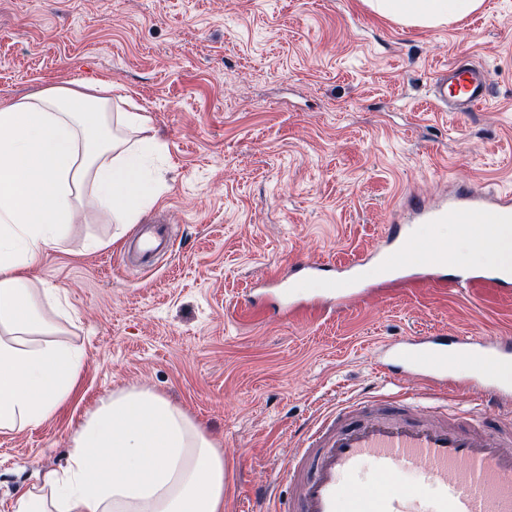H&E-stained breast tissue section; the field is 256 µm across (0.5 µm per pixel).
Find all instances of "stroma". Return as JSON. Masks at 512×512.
<instances>
[{"mask_svg": "<svg viewBox=\"0 0 512 512\" xmlns=\"http://www.w3.org/2000/svg\"><path fill=\"white\" fill-rule=\"evenodd\" d=\"M488 71L490 101L436 111L429 90L458 60ZM145 113L165 189L145 218L172 252L149 270L121 251L141 226L74 224L31 267L62 289L80 345L74 397L41 426L0 432V512L64 466L77 422L131 388L165 394L224 451V512H271L307 424L342 397L414 390L419 411L470 414L411 375L377 372L401 336H512V287L376 289L349 309L291 320L237 302L298 262L343 264L396 223L408 198L476 185L512 194V0L409 28L363 0H0V102L100 85ZM102 241L91 250L89 239Z\"/></svg>", "mask_w": 512, "mask_h": 512, "instance_id": "1", "label": "stroma"}]
</instances>
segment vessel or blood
I'll use <instances>...</instances> for the list:
<instances>
[{
  "instance_id": "1",
  "label": "vessel or blood",
  "mask_w": 512,
  "mask_h": 512,
  "mask_svg": "<svg viewBox=\"0 0 512 512\" xmlns=\"http://www.w3.org/2000/svg\"><path fill=\"white\" fill-rule=\"evenodd\" d=\"M491 95L486 69L468 62L449 65L434 84L433 99L452 112H472ZM512 197L473 187L432 201L418 197L407 204V221L390 226L381 243L357 261L358 266L383 263L401 275L386 280L389 288L427 284L448 288L440 268L448 264V245L423 239L411 230L415 224H511ZM166 225L142 231L137 252L150 258L169 247ZM322 283V296L304 301L301 282ZM346 277L324 265H300L277 280L273 291L284 315L302 309L319 315L331 311L327 301L344 296ZM512 275L477 273L464 285L471 289L502 288ZM483 360L485 372L460 380L450 377L453 364ZM512 362L511 336H457L435 333L406 336L380 345L375 365L392 375L394 363L414 371L435 390L462 396L481 393L502 415L484 424L467 423L443 414L414 412L403 399L350 398L322 412L299 448L289 455L284 471L293 492L275 512H512V386L492 384L487 370ZM370 465L376 480L365 486L344 484L363 465ZM401 469L417 472L422 486L407 488L393 483Z\"/></svg>"
}]
</instances>
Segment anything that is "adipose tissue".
<instances>
[{
    "mask_svg": "<svg viewBox=\"0 0 512 512\" xmlns=\"http://www.w3.org/2000/svg\"><path fill=\"white\" fill-rule=\"evenodd\" d=\"M430 28L483 0H364ZM148 119L115 97L49 88L0 103V430L34 429L74 395L81 349L58 342V288L28 270L77 218L138 223L157 199L145 158ZM224 453L182 408L150 389L103 399L72 431L65 466L12 512H224Z\"/></svg>",
    "mask_w": 512,
    "mask_h": 512,
    "instance_id": "1",
    "label": "adipose tissue"
}]
</instances>
